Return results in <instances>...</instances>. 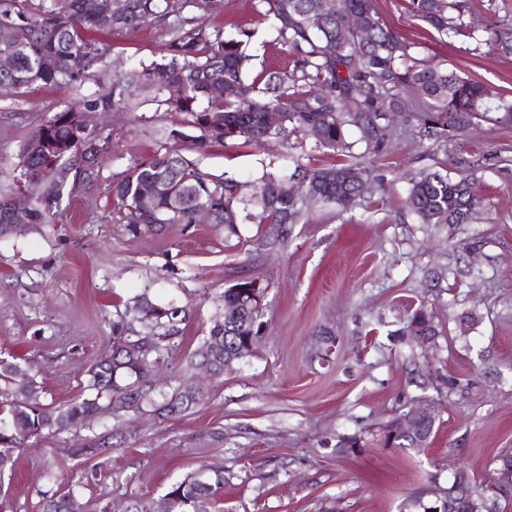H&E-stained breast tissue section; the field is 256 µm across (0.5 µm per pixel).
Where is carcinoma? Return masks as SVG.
I'll list each match as a JSON object with an SVG mask.
<instances>
[{
    "mask_svg": "<svg viewBox=\"0 0 512 512\" xmlns=\"http://www.w3.org/2000/svg\"><path fill=\"white\" fill-rule=\"evenodd\" d=\"M97 0L93 13L85 0H0V56L13 59V68L0 70V83L14 89L61 87L80 82L105 67V53L90 34L135 32L152 24L170 34L166 54L139 69L113 76L110 87L98 91L39 125L23 141L19 151L21 175L34 169L37 178L25 181L29 205L18 211L8 198L0 199V233L9 224H49L64 195L76 190L100 172L102 158L112 148V134L84 130L77 114L121 112L135 91L149 92L166 112L188 116L186 124L196 134L178 128L168 132L174 141L152 156L123 171L112 183L116 200L113 221L137 235L162 233L170 224H192L199 209L211 213V223L224 230V239L240 237L242 224H272L288 233L298 224L307 204L331 205L340 210L355 207L361 185L371 170L366 159L380 153L390 136L394 113L410 112L416 118L420 138L441 147L491 112L496 122L512 125V101L485 85L441 69L419 57L417 44L391 29L373 7V0H257L258 12L270 22L275 41L285 46L292 65L287 71H266L249 79L253 33L204 28L195 17L184 15L188 7L208 12L215 0ZM409 9L437 32L449 37L476 39L463 16L471 0H409ZM356 15L362 28L344 29ZM319 17L322 25H311ZM484 43L512 51V19H503L486 30ZM224 87V96L213 97L210 88ZM182 94L172 99L168 88ZM413 88L418 97L403 92ZM283 116L272 130L266 112ZM219 112L222 125L209 116ZM348 126L360 130L364 151L352 154L355 143L345 137ZM318 132L315 145L351 160L324 167L295 164L291 174L263 171L258 178L267 196L248 204L234 178L206 172L199 161L177 147L187 139L199 149L228 140L262 147L271 140L288 142L293 135ZM407 208L422 224H470L481 199L475 180L422 170L408 180ZM223 313L212 320L208 335L191 354L188 367L221 376L244 360L238 351L247 338L261 330L264 313L249 303L244 289L224 290ZM130 320L113 324L122 334L118 343L86 371L82 392L71 402L53 407L40 403V386L25 359L0 360V479L12 471L14 455L30 438L45 432L81 428L104 414L137 409L143 404L172 417L200 405L207 392L194 394L175 388L157 393L152 373L170 357L184 331L188 314L173 306L154 304L140 295L126 312ZM148 328L152 345L141 351L127 346L140 340L132 324ZM438 336L435 317L424 307L412 310L402 328L409 342L416 339L410 328ZM439 419L424 424L425 440L398 433L390 425L381 431L384 444L400 449L429 447ZM512 453L494 457L487 477L476 487L488 497H498L503 512H512V487L495 480ZM224 471L201 467L172 484L157 498L134 497L125 512H223ZM73 489L40 493L38 512H78Z\"/></svg>",
    "mask_w": 512,
    "mask_h": 512,
    "instance_id": "carcinoma-1",
    "label": "carcinoma"
}]
</instances>
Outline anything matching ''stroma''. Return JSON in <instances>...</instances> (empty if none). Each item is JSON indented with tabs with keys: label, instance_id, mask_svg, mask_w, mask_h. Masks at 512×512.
<instances>
[{
	"label": "stroma",
	"instance_id": "1",
	"mask_svg": "<svg viewBox=\"0 0 512 512\" xmlns=\"http://www.w3.org/2000/svg\"><path fill=\"white\" fill-rule=\"evenodd\" d=\"M394 30L421 57L471 77L512 99V54L472 51L470 40L437 33L404 0H375ZM204 26L253 29L251 71L285 69L254 0H219ZM99 40L123 69L160 59L167 37L147 26ZM22 88L0 96V197L19 192V146L38 125L110 82ZM151 101L132 111L96 113L93 126L112 135L98 177L64 196L49 224H21L0 235V360L21 356L37 370L41 403L61 405L113 344L112 324L131 298L186 308L191 319L167 364L155 375L168 392L195 383L186 360L207 335L225 288L255 278L266 288L267 327L253 355L220 378H205V404L165 418L144 406L105 416L80 433L30 439L14 472L0 481V512H35L46 472L76 487L83 512H123L134 496L156 497L198 466L223 469L230 485L224 512H405L417 488L448 485V464L487 476L490 457L512 450V126L473 125L459 139L479 163L482 198L475 224H419L405 206L416 172L451 168L449 152L417 135L411 114L396 116L390 141L369 159L372 177L349 211H308L286 238L267 225H241L225 240L214 224H176L163 234L132 235L113 223L114 176L153 155L166 129L183 122ZM201 167L230 176L250 198L266 166L337 163L312 139L263 148L229 141L190 149ZM432 312L438 348L409 347L398 331L417 307ZM469 314L467 332L457 319ZM473 383L466 397L423 385L422 366ZM428 400L440 428L420 452L374 443L340 452L343 437L378 433L411 403ZM108 439L102 462L76 455L88 438Z\"/></svg>",
	"mask_w": 512,
	"mask_h": 512
}]
</instances>
